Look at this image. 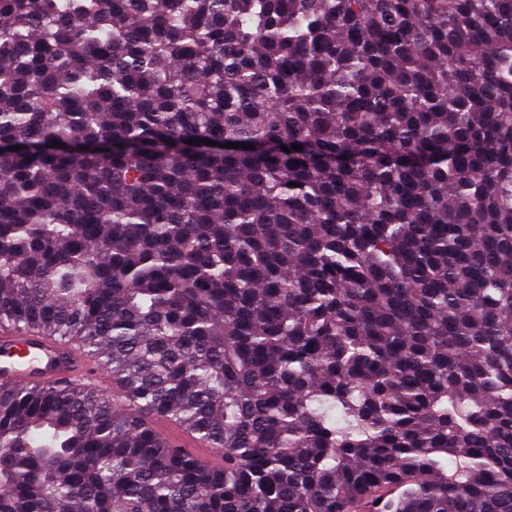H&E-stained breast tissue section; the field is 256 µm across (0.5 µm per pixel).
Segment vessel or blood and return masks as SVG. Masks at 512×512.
<instances>
[{
    "label": "vessel or blood",
    "mask_w": 512,
    "mask_h": 512,
    "mask_svg": "<svg viewBox=\"0 0 512 512\" xmlns=\"http://www.w3.org/2000/svg\"><path fill=\"white\" fill-rule=\"evenodd\" d=\"M99 376L98 368L74 347L34 332L0 329V381L52 387ZM153 426L164 432L175 447L196 459L215 460L221 456L219 449L206 447L164 419L154 420Z\"/></svg>",
    "instance_id": "vessel-or-blood-1"
}]
</instances>
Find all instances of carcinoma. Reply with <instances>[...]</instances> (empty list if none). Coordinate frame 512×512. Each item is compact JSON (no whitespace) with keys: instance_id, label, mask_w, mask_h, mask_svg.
Masks as SVG:
<instances>
[{"instance_id":"carcinoma-1","label":"carcinoma","mask_w":512,"mask_h":512,"mask_svg":"<svg viewBox=\"0 0 512 512\" xmlns=\"http://www.w3.org/2000/svg\"><path fill=\"white\" fill-rule=\"evenodd\" d=\"M0 328V512H512V0H0ZM81 377L112 385L76 348L34 332L0 329V381L52 387ZM152 424L155 429L164 432L167 439H169L176 448H181L185 454L198 460L205 458L215 460L221 457V451L218 448L206 447L191 435L181 431L175 425L162 418L155 419Z\"/></svg>"}]
</instances>
